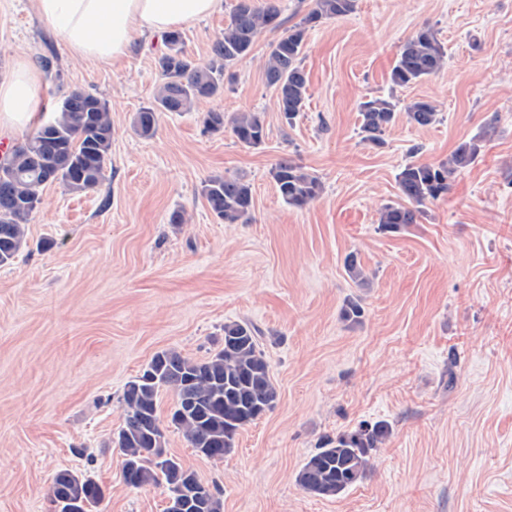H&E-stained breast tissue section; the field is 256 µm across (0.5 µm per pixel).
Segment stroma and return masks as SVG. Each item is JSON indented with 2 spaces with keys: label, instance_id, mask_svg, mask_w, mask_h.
I'll use <instances>...</instances> for the list:
<instances>
[{
  "label": "stroma",
  "instance_id": "obj_1",
  "mask_svg": "<svg viewBox=\"0 0 512 512\" xmlns=\"http://www.w3.org/2000/svg\"><path fill=\"white\" fill-rule=\"evenodd\" d=\"M233 5L185 28L192 60L209 61ZM425 25L444 68L394 86L400 47ZM278 36L259 35L221 96L159 113L144 137L133 119L153 99L161 38L114 63L82 61L29 0L0 9V76L21 56L51 62L37 122L75 89L112 118L101 184L47 185L27 248L0 267V512H54L61 469L103 487L94 512H166L165 485L123 479L124 389L156 352L208 357L233 321L262 333L275 406L221 461L165 429L169 455L219 490L223 512H512V0H357L309 31V88L291 125L265 80ZM374 98L425 99L439 119L421 128L398 117L374 147L360 130ZM210 110L263 113L264 142L206 131ZM474 137L479 155L447 197L419 223L381 230V209L401 200L400 170ZM283 157L320 178L315 201L281 200L270 170ZM224 174L252 187L248 223L219 221L201 194ZM176 212L184 224H171ZM351 253L369 287L350 280ZM350 297L363 309L356 322L342 317ZM362 420L392 429L368 477L333 498L303 492L295 476L321 438Z\"/></svg>",
  "mask_w": 512,
  "mask_h": 512
}]
</instances>
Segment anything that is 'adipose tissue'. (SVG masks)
<instances>
[{"instance_id": "adipose-tissue-1", "label": "adipose tissue", "mask_w": 512, "mask_h": 512, "mask_svg": "<svg viewBox=\"0 0 512 512\" xmlns=\"http://www.w3.org/2000/svg\"><path fill=\"white\" fill-rule=\"evenodd\" d=\"M221 8L222 0H32L38 21L75 57L100 63L126 57L145 36L191 25ZM44 86L42 72L26 59L0 79V131L30 126L42 109Z\"/></svg>"}]
</instances>
